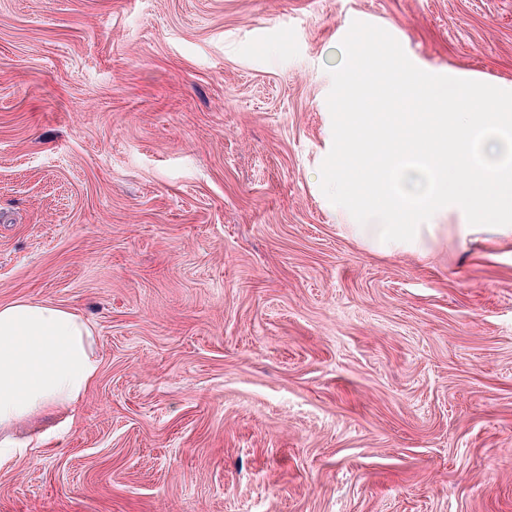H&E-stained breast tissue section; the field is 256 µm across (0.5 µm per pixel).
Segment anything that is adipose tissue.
Wrapping results in <instances>:
<instances>
[{"label":"adipose tissue","mask_w":512,"mask_h":512,"mask_svg":"<svg viewBox=\"0 0 512 512\" xmlns=\"http://www.w3.org/2000/svg\"><path fill=\"white\" fill-rule=\"evenodd\" d=\"M99 370L92 325L43 302L0 304V426L74 408Z\"/></svg>","instance_id":"1"}]
</instances>
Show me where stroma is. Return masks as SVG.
Listing matches in <instances>:
<instances>
[{"instance_id":"stroma-1","label":"stroma","mask_w":512,"mask_h":512,"mask_svg":"<svg viewBox=\"0 0 512 512\" xmlns=\"http://www.w3.org/2000/svg\"><path fill=\"white\" fill-rule=\"evenodd\" d=\"M356 20L512 87V0H0V304L100 359L0 512H512V241L376 251L321 190Z\"/></svg>"}]
</instances>
